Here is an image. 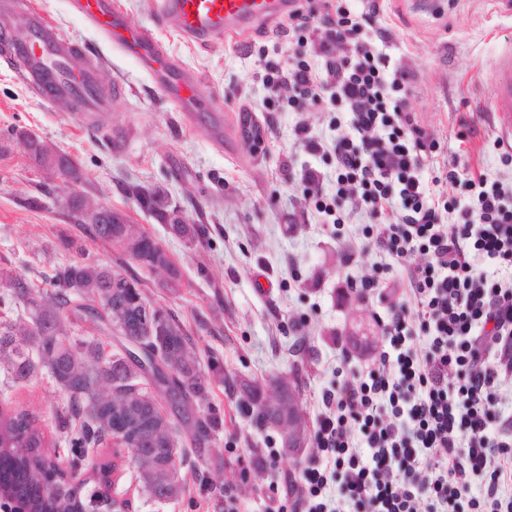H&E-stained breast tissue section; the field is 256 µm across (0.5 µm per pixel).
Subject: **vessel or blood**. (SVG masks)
<instances>
[{"instance_id":"vessel-or-blood-1","label":"vessel or blood","mask_w":512,"mask_h":512,"mask_svg":"<svg viewBox=\"0 0 512 512\" xmlns=\"http://www.w3.org/2000/svg\"><path fill=\"white\" fill-rule=\"evenodd\" d=\"M76 11L108 43L121 47L149 70L161 92L186 116L208 111L201 78L185 70L141 32L131 30L112 0H73ZM288 0H155V11L173 30L198 43L232 35L254 22L282 18ZM0 9L14 12L15 27L0 34V48L17 63L15 74L38 88L45 102L64 98L74 119L107 108L121 85L99 84L82 51L61 37L37 0H0ZM491 109L502 136L512 135V49L491 65Z\"/></svg>"}]
</instances>
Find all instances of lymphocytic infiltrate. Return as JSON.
<instances>
[{
	"mask_svg": "<svg viewBox=\"0 0 512 512\" xmlns=\"http://www.w3.org/2000/svg\"><path fill=\"white\" fill-rule=\"evenodd\" d=\"M377 7L356 12L346 0H320L316 10L288 12L297 41L318 36L319 64L296 59L270 67L271 93L350 116L349 132L321 139L306 126L297 136L308 152L331 157L337 190L323 195L318 171L302 170L315 212H361L382 223L374 244L403 278L366 283L394 288L386 324L388 348L353 381L320 396L314 441L320 450L300 473L283 472L265 512H512V418L499 389L512 376V185L473 171L469 202L447 200L454 170L422 168L438 142L408 108L409 72L392 66L374 41ZM455 215L445 224L446 215ZM428 260L413 263L415 253ZM427 338L413 343L415 333ZM432 459L442 471L422 472ZM336 498H328L329 487Z\"/></svg>",
	"mask_w": 512,
	"mask_h": 512,
	"instance_id": "f902f5d3",
	"label": "lymphocytic infiltrate"
}]
</instances>
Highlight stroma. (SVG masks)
Returning a JSON list of instances; mask_svg holds the SVG:
<instances>
[{"label": "stroma", "instance_id": "1", "mask_svg": "<svg viewBox=\"0 0 512 512\" xmlns=\"http://www.w3.org/2000/svg\"><path fill=\"white\" fill-rule=\"evenodd\" d=\"M132 27L149 34L169 54L203 80L211 111L184 123L150 75L132 57L106 42L70 5V0H38L62 33L98 63L104 83L124 92L108 111L86 122L71 118L64 104L48 105L19 81L9 55L0 51V141L25 130L66 155L82 174L81 191L94 203L127 214L138 230L154 237L181 270L177 292L161 288L157 276L138 264L128 272L140 278L150 300L172 312L187 329L201 368L219 361L224 376L212 380L208 401L223 425L197 446L179 431L183 489L171 501L146 497L139 473L127 454L92 452V461L115 462L117 494L131 512H224L226 492H234L239 512H262L281 471H300L318 450L302 456L278 454L276 434L260 432L238 413L232 381L294 378L307 423H314L323 390L353 379L385 350L384 323L397 296L374 290L363 294L355 281L377 276L384 257L362 251L359 228L373 225L360 213L344 223L322 224L297 181L303 167L326 175L333 191L336 165L299 145L296 128L329 135L331 113L312 103L288 111V90L270 95L262 82L266 67L286 64L293 52L288 22L278 19L231 36L199 44L163 28L151 0H113ZM379 7L377 25L385 50L403 70L417 77L412 109L439 143L442 157L512 180L493 142L498 132L490 107L489 65L512 47V10L503 0H436L418 10L412 0H363ZM277 110H265L267 100ZM249 105L259 123H272L261 148L241 134L239 109ZM224 120L227 146L209 134L213 111ZM473 115L478 130L470 142L456 134L463 116ZM11 142L0 158V267L37 280L39 273L71 263H113L112 249L85 236L67 204L70 192L60 179L34 167L22 145ZM161 189L169 208L199 225L194 243L173 236L154 213L141 208L129 187ZM75 238L82 252L62 250L61 235ZM63 395L44 373L7 390L0 405L33 416L55 443L56 457L68 465L72 454L54 412ZM274 455L263 472L256 458Z\"/></svg>", "mask_w": 512, "mask_h": 512}]
</instances>
